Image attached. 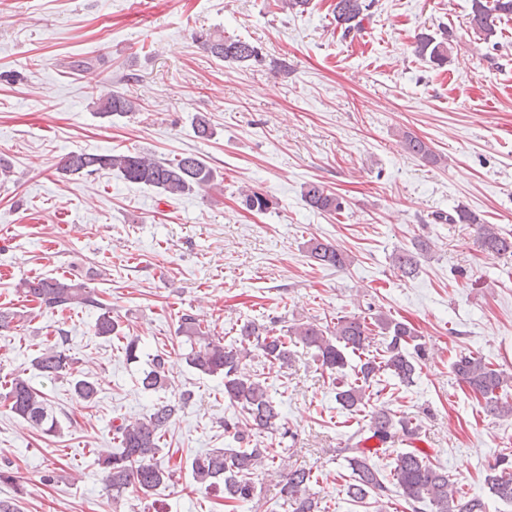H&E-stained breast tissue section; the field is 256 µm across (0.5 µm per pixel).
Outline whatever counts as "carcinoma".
Segmentation results:
<instances>
[{"label": "carcinoma", "mask_w": 512, "mask_h": 512, "mask_svg": "<svg viewBox=\"0 0 512 512\" xmlns=\"http://www.w3.org/2000/svg\"><path fill=\"white\" fill-rule=\"evenodd\" d=\"M373 0H335L332 10L336 26L348 35L361 28V22L369 15ZM512 18V0H471L469 26L474 32L489 41L496 36L497 20ZM193 38L205 51L224 62L247 67L259 60V50L252 42L237 36H226L220 31L200 29ZM414 54L428 60L437 67L448 63L452 43L448 31L441 36L422 32L417 35ZM99 114L123 116L138 110L139 103L125 94L113 93L100 97L95 102ZM402 146L406 153L427 162H437L431 146L410 132H403ZM111 170L123 180L155 188L169 196H182L195 192L208 193L218 189L217 173L199 156L183 153L172 160H160L147 153L95 154L72 151L61 161L59 170L65 175L88 176L100 170ZM241 203L246 210L265 213L272 208L273 201L268 195L244 190ZM304 203L320 212L335 213L342 209L340 199L319 182H307L302 188ZM437 219L448 224H471L476 227L480 247L498 255L512 254V235L500 232L492 224H483L476 214L464 206L454 209L448 215ZM430 249L429 242L419 240L412 251H400L392 256L393 266L410 277L420 265V256ZM309 257L319 265L343 270L350 264V256L330 242L317 238L308 241ZM22 294L47 309L87 307L100 310L94 324V334L100 337L120 335L119 322L112 312L87 287L79 276L58 279L36 276L22 281ZM28 320L24 311L4 308L0 310V329L19 326ZM375 322L384 335L383 356L370 355L374 337L365 320L358 317H340L333 325L307 321L290 326L281 334L276 321L259 323L245 319L237 329L236 339L226 345L224 339L213 336L203 325L198 315L184 311L179 316L177 333L188 345L184 353L188 366L197 372L220 375L224 378V396L232 407L238 410L240 418L224 420V431L232 434L235 442L242 444L238 449L226 451L211 449L194 456L189 464L192 478L206 490L223 489L224 499L238 505L255 498L257 487L255 477L277 474L281 482L283 506L291 512H317L318 505L310 493L311 470L299 466L286 473L276 472L275 455L270 449L253 443L263 435L289 434L283 422L280 402L271 395L266 380L245 372V361L259 352L271 364L283 369L293 362L294 347L302 345L315 350V358L323 371L336 382V402L348 412H358L365 406L367 390L377 377L390 374L406 386L415 382L417 356L422 353V344L417 342L415 331L405 322L378 313ZM66 336L42 349L34 358V366L43 376L55 378L67 375L71 378L76 397L85 402L96 401L98 383L74 368V359L65 349ZM359 357L355 378H344L343 370L348 365V356ZM453 370L461 382L473 393L485 400L488 413L500 418H512V401L502 393V373L491 368L482 357L473 353H462L453 363ZM171 384L166 354H156L150 369L143 372L142 388L158 392ZM191 394L183 393L175 401L161 400L153 405L152 411L134 422H122L113 426L116 451L98 459L107 493L118 499L130 492L148 497L157 487L173 481L176 471L162 466L158 461L160 439L175 416L187 405ZM12 413L49 434L58 429V422L47 411L43 396L32 385L30 379L15 376L4 394ZM418 429L412 422L392 414L381 407L373 412L368 435L350 445L352 456L347 462L352 470V482L347 494L362 501L367 497H384L395 487L411 510L423 512H485V502L477 496L465 497L458 494L448 477V472L434 465L429 454L419 448L400 452L394 459L391 470L392 485L376 468L372 458L379 451H385L388 444L399 437L413 440ZM377 439L382 448H366L369 439ZM496 474L487 477L491 494L499 501L512 504V471L509 457L503 455L491 466Z\"/></svg>", "instance_id": "cac0c4a2"}]
</instances>
